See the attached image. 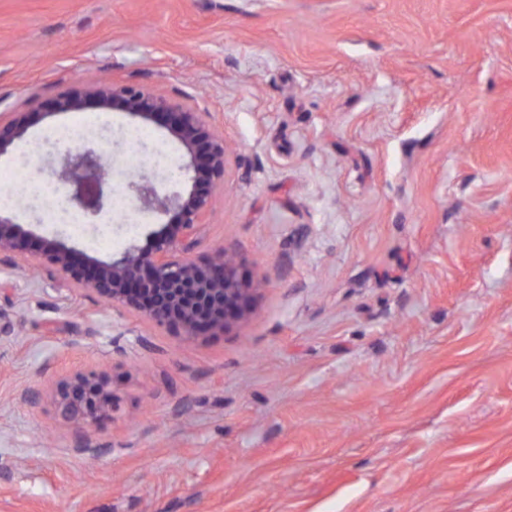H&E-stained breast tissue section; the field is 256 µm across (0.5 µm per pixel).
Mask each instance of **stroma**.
Here are the masks:
<instances>
[{"label": "stroma", "mask_w": 512, "mask_h": 512, "mask_svg": "<svg viewBox=\"0 0 512 512\" xmlns=\"http://www.w3.org/2000/svg\"><path fill=\"white\" fill-rule=\"evenodd\" d=\"M101 78L204 112L227 147L193 258L260 290L188 339L47 264L0 259V512H512V0H0V192L34 238L100 260L160 218L166 130L52 111ZM73 126L108 216L22 193ZM106 378L76 428L57 385ZM28 114L11 112L9 119L4 121L0 115V156L7 153L16 142L25 139L30 125Z\"/></svg>", "instance_id": "obj_1"}]
</instances>
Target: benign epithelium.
Here are the masks:
<instances>
[{"label":"benign epithelium","mask_w":512,"mask_h":512,"mask_svg":"<svg viewBox=\"0 0 512 512\" xmlns=\"http://www.w3.org/2000/svg\"><path fill=\"white\" fill-rule=\"evenodd\" d=\"M89 106L121 110L145 123L165 126L178 140L187 158L180 167L189 182L186 189L169 193L147 178L128 184L140 213L171 212L172 220L150 234L145 246H133L118 259L102 261L54 238L34 242L24 224L0 212V257L44 262L97 299L136 311L188 339L244 317L253 289L224 250L203 260L188 256L196 228L204 223L210 200L224 182V139L215 135L196 108L110 81L63 92L54 101L57 112H81ZM28 129L26 112L0 120V156L25 139ZM51 176L65 200L84 216L95 218L107 208L110 184L96 149L63 154ZM57 398L63 413L79 428L112 415V391L93 373L61 382Z\"/></svg>","instance_id":"benign-epithelium-1"}]
</instances>
